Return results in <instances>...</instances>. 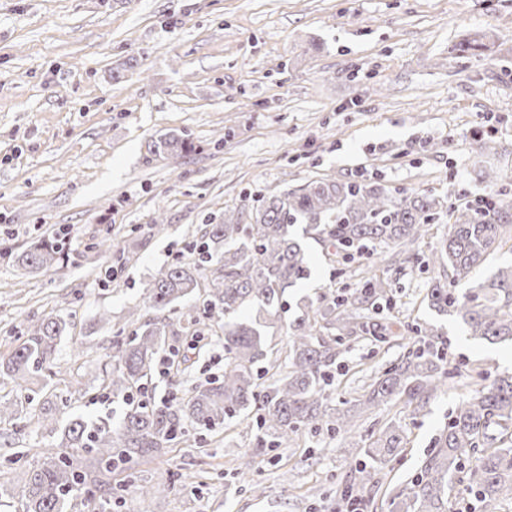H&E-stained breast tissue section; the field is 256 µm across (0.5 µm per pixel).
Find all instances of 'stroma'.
<instances>
[{"label":"stroma","mask_w":512,"mask_h":512,"mask_svg":"<svg viewBox=\"0 0 512 512\" xmlns=\"http://www.w3.org/2000/svg\"><path fill=\"white\" fill-rule=\"evenodd\" d=\"M500 44L463 53L469 33ZM193 151L149 153L167 134ZM501 178H480L486 165ZM365 170L388 188L431 190L449 205L512 195V0H0V352L28 322H69L60 366L86 385L75 412L101 411L104 355L132 308L152 319L143 294L205 225L220 224L247 195L277 194L319 178ZM442 217L419 243L418 262L388 273L397 305L379 321L427 322L448 336L459 366L512 371V345L469 336L423 302L442 269L422 258L445 235ZM112 248H96L103 236ZM60 240L65 259L35 274L14 252ZM311 276L290 302L341 293L348 278L313 240ZM404 352L363 336L332 367L334 400H356ZM420 413L374 411L363 435L389 421L407 448L384 465L363 512H394L393 500L425 461L465 395L459 377ZM37 423L0 424V462L46 443ZM254 447L240 427L143 459L136 486L112 512H324L321 496L354 476L364 455L341 436L302 435L263 456L249 482L232 473ZM193 474V489L138 487Z\"/></svg>","instance_id":"stroma-1"}]
</instances>
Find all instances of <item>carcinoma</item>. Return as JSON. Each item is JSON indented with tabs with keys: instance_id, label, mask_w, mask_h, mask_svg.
<instances>
[{
	"instance_id": "cac0c4a2",
	"label": "carcinoma",
	"mask_w": 512,
	"mask_h": 512,
	"mask_svg": "<svg viewBox=\"0 0 512 512\" xmlns=\"http://www.w3.org/2000/svg\"><path fill=\"white\" fill-rule=\"evenodd\" d=\"M190 143L172 135L152 143V153H185ZM453 223L426 262L448 271L450 281H436L425 294L439 315L464 324L472 336L512 342V263L465 287L473 273L506 240H512V203L463 202L448 210V200L432 191H393L372 178H320L298 189L243 199L224 213V223L207 224L196 256L178 259L149 281L144 305L156 317L121 327L112 337V369L106 397L122 402L119 419L106 412L93 417L70 413V399L42 391L37 422L56 440L40 449L41 460L24 471L20 484L0 481V499L18 504V512H112L123 498L126 480L145 457L164 455L199 430L218 431L237 419L256 431V448L244 456L237 474L254 470L256 456L288 448L305 431L326 430L352 437L355 415L400 402L425 410L445 392L448 339L429 324L373 322L372 315L395 303L388 278L368 272L354 287L331 300L308 298L288 324V371L268 383L271 348L268 330L280 319L286 291L310 277L309 256L297 228L333 249L341 262L356 258L363 245L378 256H397L428 237L441 215ZM64 252L51 239L31 242L16 253L14 266L24 271L49 269ZM189 298L202 301L204 317L217 326L224 349V374L182 392L173 389L158 402L149 385L167 351L180 346L196 324L192 310L182 321L165 318ZM67 320L46 316L25 328L11 352L0 354V385L29 390L30 381L57 376L58 346ZM418 346L373 378L362 398L333 407L329 369L353 336L385 342L409 334ZM470 390L448 415V427L436 439L428 458L401 494L397 512H449L453 478L485 512L512 499V374L488 379L485 371L468 372ZM32 404L33 399H28ZM23 402L0 399V422L22 419ZM405 448L402 426L391 421L362 446L359 468L364 489L377 470ZM116 474L125 479L114 482Z\"/></svg>"
}]
</instances>
